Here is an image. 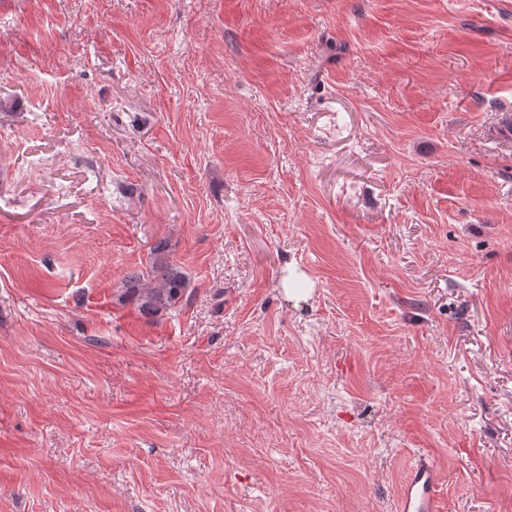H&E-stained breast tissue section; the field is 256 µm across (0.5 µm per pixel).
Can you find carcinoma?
Returning <instances> with one entry per match:
<instances>
[{
    "mask_svg": "<svg viewBox=\"0 0 512 512\" xmlns=\"http://www.w3.org/2000/svg\"><path fill=\"white\" fill-rule=\"evenodd\" d=\"M190 280L182 267L170 259L167 244L153 247L149 269L133 272L123 282L122 297L136 303L146 316H159L176 308L189 291Z\"/></svg>",
    "mask_w": 512,
    "mask_h": 512,
    "instance_id": "1",
    "label": "carcinoma"
}]
</instances>
